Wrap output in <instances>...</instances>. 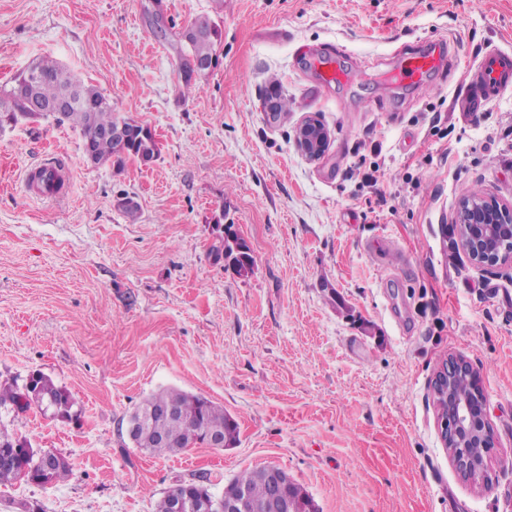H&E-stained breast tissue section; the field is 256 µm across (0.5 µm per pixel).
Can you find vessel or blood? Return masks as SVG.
<instances>
[{"instance_id":"vessel-or-blood-1","label":"vessel or blood","mask_w":512,"mask_h":512,"mask_svg":"<svg viewBox=\"0 0 512 512\" xmlns=\"http://www.w3.org/2000/svg\"><path fill=\"white\" fill-rule=\"evenodd\" d=\"M446 62L441 52L406 54L390 73L398 84L416 83ZM512 87V53L499 49L485 52L476 68L466 75L464 86L453 98L455 111L469 115L483 109L503 90Z\"/></svg>"}]
</instances>
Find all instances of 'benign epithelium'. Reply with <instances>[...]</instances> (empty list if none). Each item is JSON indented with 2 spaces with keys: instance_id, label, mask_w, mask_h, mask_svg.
<instances>
[{
  "instance_id": "7a95c632",
  "label": "benign epithelium",
  "mask_w": 512,
  "mask_h": 512,
  "mask_svg": "<svg viewBox=\"0 0 512 512\" xmlns=\"http://www.w3.org/2000/svg\"><path fill=\"white\" fill-rule=\"evenodd\" d=\"M296 142L300 152L311 161L321 159L326 150V134L322 124L313 116L298 126ZM460 223L465 225L466 235L460 245L474 256L478 266L512 265V248L496 244L497 236L507 238L512 235V210L491 198L480 200L463 199ZM458 376H465L479 383L480 375L462 357L450 359L437 370L433 380V391L437 405L454 407L456 419H450L439 412L441 435L450 458L461 477L467 479L472 474L488 468L487 449L494 441L489 431L484 405L473 407L467 403L453 404L451 387ZM265 479L275 495L280 496L288 486L291 476L284 469L270 465L265 471ZM173 512H239L245 501V491L241 488L224 495L221 499H208L182 495L172 488Z\"/></svg>"
}]
</instances>
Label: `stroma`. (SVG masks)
Listing matches in <instances>:
<instances>
[{
	"label": "stroma",
	"mask_w": 512,
	"mask_h": 512,
	"mask_svg": "<svg viewBox=\"0 0 512 512\" xmlns=\"http://www.w3.org/2000/svg\"><path fill=\"white\" fill-rule=\"evenodd\" d=\"M203 16L219 63L188 90L178 35ZM434 43L449 67L383 85L396 54ZM491 47L512 52V0H0V87L51 55L160 148L94 166L79 129L0 131V383L39 372L75 400L69 420L0 410L72 467L0 486V512H153L174 484L220 495L269 463L320 512H512V267H478L450 231L470 191L512 205V89L451 107ZM313 56L347 83L324 85ZM311 115L329 132L317 162L294 140ZM53 155L70 168L56 202L25 188ZM220 218L251 274L215 260ZM452 355L481 376L485 487L440 437L432 382ZM162 386L223 407L238 443L134 448L127 419Z\"/></svg>",
	"instance_id": "obj_1"
}]
</instances>
